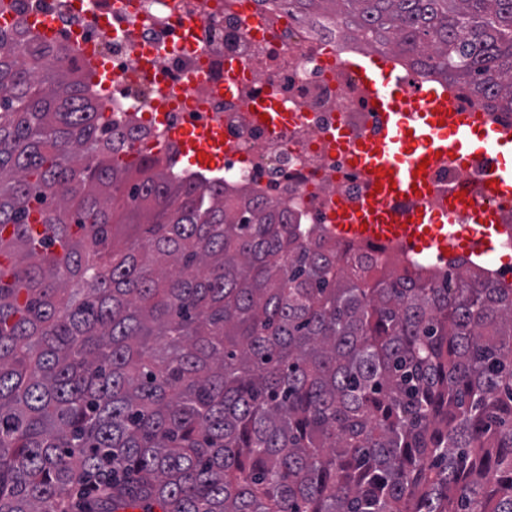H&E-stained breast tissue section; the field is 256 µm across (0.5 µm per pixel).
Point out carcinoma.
<instances>
[{"label":"carcinoma","instance_id":"carcinoma-1","mask_svg":"<svg viewBox=\"0 0 512 512\" xmlns=\"http://www.w3.org/2000/svg\"><path fill=\"white\" fill-rule=\"evenodd\" d=\"M512 113V0H286ZM0 30V512H512V288L359 272L112 136Z\"/></svg>","mask_w":512,"mask_h":512}]
</instances>
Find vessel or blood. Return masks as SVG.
Wrapping results in <instances>:
<instances>
[{
    "label": "vessel or blood",
    "mask_w": 512,
    "mask_h": 512,
    "mask_svg": "<svg viewBox=\"0 0 512 512\" xmlns=\"http://www.w3.org/2000/svg\"><path fill=\"white\" fill-rule=\"evenodd\" d=\"M74 51L92 84L110 81L103 57L82 45ZM342 64L361 86L378 127L371 140L350 149L353 170L373 195L360 211L337 208V233L363 243L392 241L418 250L427 243L450 250L460 242L493 251L492 240L502 231L499 209L512 203V128L488 124L482 113L455 105L447 88L425 80L409 83L387 58H346ZM263 115L273 130L286 119L280 104L268 96L255 98L250 106L251 120ZM170 138L197 172L215 171L223 158L222 129L180 127ZM425 159L434 168L484 160L485 181L459 186L441 215L427 216L421 206L428 190L427 173L420 168ZM460 210L473 211L474 226L447 232V221Z\"/></svg>",
    "instance_id": "1"
}]
</instances>
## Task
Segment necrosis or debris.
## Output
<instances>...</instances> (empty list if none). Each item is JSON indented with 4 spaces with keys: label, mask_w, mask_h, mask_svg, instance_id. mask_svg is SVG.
I'll use <instances>...</instances> for the list:
<instances>
[{
    "label": "necrosis or debris",
    "mask_w": 512,
    "mask_h": 512,
    "mask_svg": "<svg viewBox=\"0 0 512 512\" xmlns=\"http://www.w3.org/2000/svg\"><path fill=\"white\" fill-rule=\"evenodd\" d=\"M16 17L34 12L53 14L59 25L57 41L71 45L81 39L98 48L110 63V90L95 91L106 117L120 129L143 138L145 145L174 149L171 128L216 125L224 131V190L226 200L245 193L255 199L277 200L288 208L293 223L306 232L335 239L331 213L336 203L362 207L369 188L352 172L344 150L331 148L333 130L348 140L369 138L376 118L363 101L360 87L342 66H324L322 57L369 55L371 49L355 35L336 32L322 17H294L282 0H136L128 11L120 0H88L75 10L72 0H11ZM264 22L263 40L247 33L246 15ZM193 19L197 32L191 44L178 40L173 17ZM152 57L157 74L194 83L198 104L164 113L151 120L154 86L140 70V55ZM236 65L243 79L232 95L195 84L200 59ZM275 98L288 113L279 133L250 122L246 104L260 93ZM483 175L477 165L440 166L429 176L436 193L425 206L438 207L457 186L476 184ZM382 271L404 274L414 268L465 273L470 254L441 255L406 248L368 252Z\"/></svg>",
    "instance_id": "1"
}]
</instances>
